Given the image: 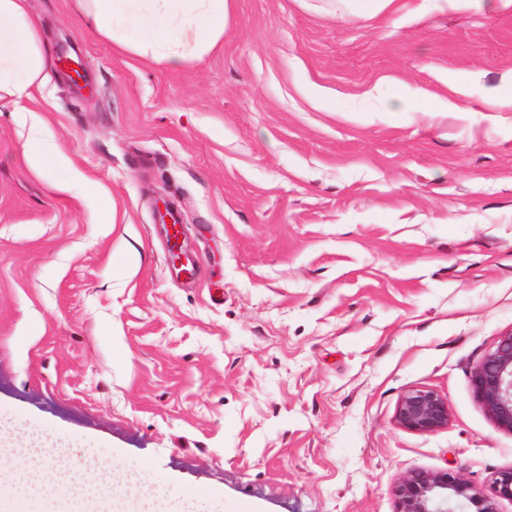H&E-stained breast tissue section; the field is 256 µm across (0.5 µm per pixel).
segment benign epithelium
Listing matches in <instances>:
<instances>
[{
	"instance_id": "1",
	"label": "benign epithelium",
	"mask_w": 512,
	"mask_h": 512,
	"mask_svg": "<svg viewBox=\"0 0 512 512\" xmlns=\"http://www.w3.org/2000/svg\"><path fill=\"white\" fill-rule=\"evenodd\" d=\"M60 71L76 85L84 72L68 54H62ZM472 386L481 406L497 428L512 433V332L499 338L472 372ZM448 401L427 387L408 390L397 408L402 427L431 433L448 426ZM397 512H500L499 500L512 501V470L496 478L494 494L481 493L466 479L448 471H412L395 487Z\"/></svg>"
}]
</instances>
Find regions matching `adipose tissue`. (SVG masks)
<instances>
[{"label": "adipose tissue", "instance_id": "obj_1", "mask_svg": "<svg viewBox=\"0 0 512 512\" xmlns=\"http://www.w3.org/2000/svg\"><path fill=\"white\" fill-rule=\"evenodd\" d=\"M84 25L122 51L144 60L180 67L202 61L223 39L234 0H75ZM49 64L39 24L26 0H0V100L20 103L40 82ZM25 151L32 171L48 182L63 177L61 153L38 135ZM70 441L53 432L32 433L0 425V512H35L48 504L47 488L67 500L89 493L105 496L113 512H251L243 501L215 503L183 490L168 489L150 471H125L111 457L90 453L81 473L64 462ZM22 458L27 473L16 478L1 461Z\"/></svg>", "mask_w": 512, "mask_h": 512}]
</instances>
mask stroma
<instances>
[{
  "instance_id": "obj_1",
  "label": "stroma",
  "mask_w": 512,
  "mask_h": 512,
  "mask_svg": "<svg viewBox=\"0 0 512 512\" xmlns=\"http://www.w3.org/2000/svg\"><path fill=\"white\" fill-rule=\"evenodd\" d=\"M27 9L92 89L53 66L23 111L0 104V416L255 512H396L417 470L492 493L512 434L471 372L512 332V108L487 106L512 82V6L235 0L180 68L113 49L74 0ZM393 86L404 104L374 111ZM33 127L62 188L29 167ZM415 387L447 427L397 423ZM334 5H340L342 15H351L361 19H371L391 13L397 9L396 0H329Z\"/></svg>"
}]
</instances>
